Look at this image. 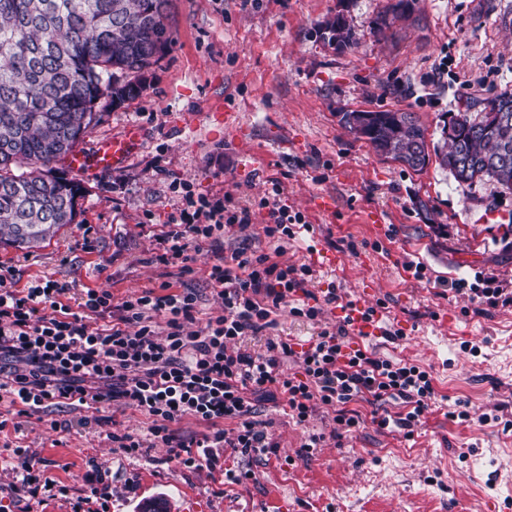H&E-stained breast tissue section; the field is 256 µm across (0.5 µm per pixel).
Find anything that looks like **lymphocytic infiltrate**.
<instances>
[{"label": "lymphocytic infiltrate", "mask_w": 512, "mask_h": 512, "mask_svg": "<svg viewBox=\"0 0 512 512\" xmlns=\"http://www.w3.org/2000/svg\"><path fill=\"white\" fill-rule=\"evenodd\" d=\"M232 202L187 197L167 220L161 262L192 272L197 254L224 225L250 224V209ZM311 273L308 265L284 267L266 253L217 256L208 276L223 311L202 322L190 294L146 289L117 303L110 292L91 289L75 312L60 301L64 287L49 281L20 290L0 272V400L8 399L19 416L60 404L96 412L120 403L149 419L154 441L188 468L200 467L211 448L259 459L276 454L277 443L253 416L259 402L281 394L300 424L321 403L349 433L359 424L353 402L391 399L405 404V412L374 415L373 424L411 429L434 397L429 373L350 347L345 326L322 331L301 349L284 340L268 341L262 353L233 348V341L274 328L279 309L316 318L319 307L294 302ZM290 357L300 371L286 376L280 364ZM185 417L205 422L206 432L178 435L172 424Z\"/></svg>", "instance_id": "obj_1"}]
</instances>
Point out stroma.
<instances>
[{
  "label": "stroma",
  "instance_id": "stroma-1",
  "mask_svg": "<svg viewBox=\"0 0 512 512\" xmlns=\"http://www.w3.org/2000/svg\"><path fill=\"white\" fill-rule=\"evenodd\" d=\"M393 2L170 0L171 42L142 74V92L115 107L96 104L97 121L79 144L89 151L135 128L139 147L115 168L60 165L59 175L82 190L74 223L34 251L0 244V266L19 289L64 285L60 300L74 309L90 289L119 300L167 283L194 294L205 318L222 311L208 280L213 249L203 248L190 274L160 264L169 215L183 208L185 193L232 194L252 222L225 227L216 247L270 253L269 218L258 203L280 196L302 221L278 262L311 266L306 287L320 298L331 287L350 297L371 281L388 333L367 349L430 374L435 398L412 435L378 429L366 401L354 404L361 424L350 434L323 404L300 426L281 396L260 403L255 416L277 456L215 448L210 464L188 469L154 442L144 416L119 405L88 425L82 409L53 406L37 418L0 402L7 512H72L80 497L88 512H136L157 496L170 512H512V304L492 307L451 289L490 277L512 291V193L458 185L433 162L407 169L340 123L352 110L412 112L428 142L439 143L442 114L512 89V0H417L415 23L398 21L378 35ZM339 14L355 38L343 49L327 29ZM320 195L332 198L331 212L316 209ZM376 212L381 223H370ZM319 251L340 256L336 270L315 266ZM446 313L453 322H442ZM275 320L244 346L301 343L336 324L327 312L311 320L285 309ZM459 401L467 419L453 415ZM116 422L142 439L143 454L114 447ZM313 434L322 437L318 448L302 455ZM17 448L68 494L23 489L11 461ZM231 470L252 477L237 483ZM94 487L105 496H92Z\"/></svg>",
  "mask_w": 512,
  "mask_h": 512
}]
</instances>
